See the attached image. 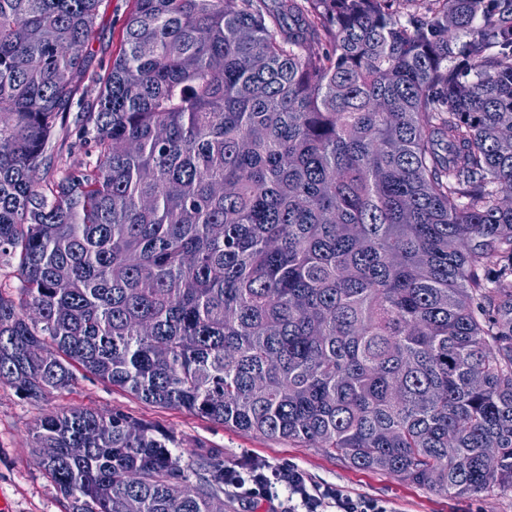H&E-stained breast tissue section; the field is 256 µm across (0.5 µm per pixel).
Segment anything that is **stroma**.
I'll return each mask as SVG.
<instances>
[{
	"mask_svg": "<svg viewBox=\"0 0 512 512\" xmlns=\"http://www.w3.org/2000/svg\"><path fill=\"white\" fill-rule=\"evenodd\" d=\"M130 7L131 0H100L95 33L84 49V103H92L97 97L100 80L119 51ZM68 408L117 412L146 420L172 434L184 449L202 445L223 450L224 463L231 467L248 461L272 467L292 464L317 488L376 500L391 512H512V493L449 498L382 471L353 468L343 458L316 448L268 440L182 409L145 403L90 375L78 377L71 386L48 391L38 399L0 383V492L12 500L15 512H71L69 500L40 467L32 441L34 429L43 417Z\"/></svg>",
	"mask_w": 512,
	"mask_h": 512,
	"instance_id": "1",
	"label": "stroma"
}]
</instances>
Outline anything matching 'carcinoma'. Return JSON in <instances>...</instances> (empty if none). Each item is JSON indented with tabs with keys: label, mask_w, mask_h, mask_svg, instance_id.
<instances>
[{
	"label": "carcinoma",
	"mask_w": 512,
	"mask_h": 512,
	"mask_svg": "<svg viewBox=\"0 0 512 512\" xmlns=\"http://www.w3.org/2000/svg\"><path fill=\"white\" fill-rule=\"evenodd\" d=\"M0 0V382L74 369L439 494L512 493V0ZM72 512H233L224 452L121 413L33 434ZM132 0H101L95 25V33L88 45L83 49L86 55V78L82 89L83 105H74L66 119L65 132L56 137L49 147L51 154V173L57 174L60 170L76 165L86 160V145L79 152L70 149L75 141L76 131L81 125V113L83 106L92 103L98 94L100 79L105 75L120 48L122 28ZM68 135H66L67 133ZM66 133V134H65ZM0 286L4 295L11 296L15 300L20 298L21 281L17 272L16 259L0 262Z\"/></svg>",
	"instance_id": "carcinoma-1"
}]
</instances>
